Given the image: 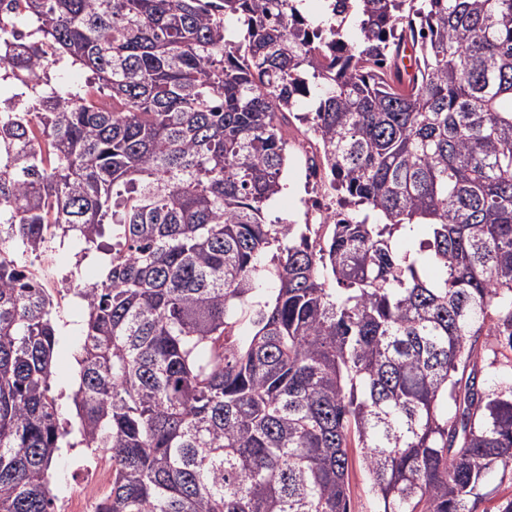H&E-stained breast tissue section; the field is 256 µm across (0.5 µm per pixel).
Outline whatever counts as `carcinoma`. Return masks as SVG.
Masks as SVG:
<instances>
[{
	"mask_svg": "<svg viewBox=\"0 0 512 512\" xmlns=\"http://www.w3.org/2000/svg\"><path fill=\"white\" fill-rule=\"evenodd\" d=\"M306 2L0 0V512H55L63 448L96 512H351L353 447L373 512H476L512 469V0ZM294 119L331 224L267 221ZM80 250L79 246L75 243L66 242L65 245L56 249L53 255L54 262L57 266L58 280L55 282L54 288H60V293L64 295L66 289L62 288H73L71 283L61 280L62 276L65 275L71 268H73L77 258L76 253ZM62 314L67 325L61 327V342L52 366L51 384L54 394L61 395L58 401L61 417L72 420L75 417L72 394L77 371L74 354L82 341L80 334L86 311L83 304L70 295L62 301ZM99 458H102L101 460L103 462L107 461L106 466V476L101 482V472L104 470L101 463H99L97 460L95 461L94 458L88 453L84 448H63L59 454L57 459L54 462L53 468H52V475H53V486L55 487V493L58 495V500H56L55 508L59 509V506L61 504V501L65 497H79L81 494H83L85 485L82 482V478L80 475V467L82 464L88 460L87 464L85 465V470L87 473V476L91 481H94L95 483H100L101 486L98 487L97 496L98 498L101 497L108 489V482L106 481L108 476V464L109 460L108 457L100 453Z\"/></svg>",
	"mask_w": 512,
	"mask_h": 512,
	"instance_id": "carcinoma-1",
	"label": "carcinoma"
}]
</instances>
